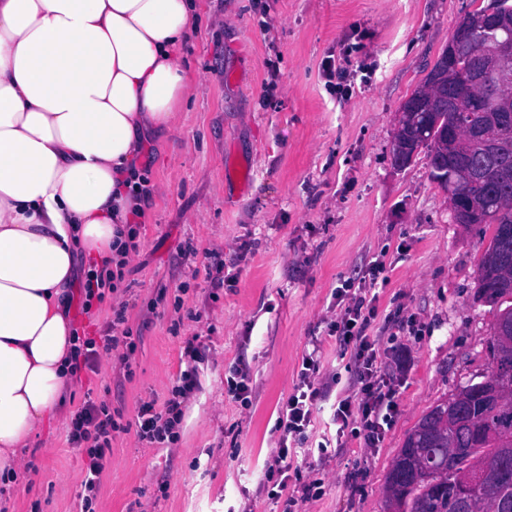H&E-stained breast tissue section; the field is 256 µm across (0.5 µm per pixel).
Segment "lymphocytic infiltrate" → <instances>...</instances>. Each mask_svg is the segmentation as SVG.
I'll return each mask as SVG.
<instances>
[{
	"label": "lymphocytic infiltrate",
	"mask_w": 512,
	"mask_h": 512,
	"mask_svg": "<svg viewBox=\"0 0 512 512\" xmlns=\"http://www.w3.org/2000/svg\"><path fill=\"white\" fill-rule=\"evenodd\" d=\"M125 262H118L115 269H103L88 274L81 288V309L90 313L94 301L104 300L106 293H113L112 325L108 334L93 339L79 337L76 348L74 372L93 369L101 358L112 359L122 370L132 367L131 356L135 344L127 326L126 301L117 292L125 277ZM383 268L374 263L366 275L347 281L334 294L337 314L328 325V334L334 337L341 353L349 354L357 376L355 393L343 394L333 390L331 382L320 375L321 360L318 352L303 356L297 373V382L291 394L283 402L277 419L279 439L266 463L265 478L274 487L269 490L270 499H287L289 506L322 499L325 481L315 478L304 484L300 495L288 492V458L290 439L305 438L306 431L315 420L319 403H330L333 419L337 424V437L360 435L366 447L374 448L383 440L385 427L398 412V405L381 369L380 346L367 334V327L377 313V297L374 288ZM188 365L180 376L179 385L173 386L163 407L155 403H143L136 415V435L139 440L160 447H167L175 438L176 430L184 418V408L197 385V364L203 358L202 344L198 336H191L183 347ZM122 426L114 418L106 404L86 401L69 419L68 441L73 447L84 450L87 456L86 473L82 485L83 507H90L105 469L104 460L111 448L112 435Z\"/></svg>",
	"instance_id": "f902f5d3"
}]
</instances>
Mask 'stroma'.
<instances>
[{"label":"stroma","instance_id":"35a3bbf8","mask_svg":"<svg viewBox=\"0 0 512 512\" xmlns=\"http://www.w3.org/2000/svg\"><path fill=\"white\" fill-rule=\"evenodd\" d=\"M471 0H199L189 73L195 96L139 167L153 191L127 267L132 373L109 359L82 370L69 402L24 454L32 467L7 512H79L84 456L67 423L86 400L121 422L163 405L187 338L206 355L172 450L112 439L91 512H283L265 461L303 355L322 340V371L354 383L326 322L331 294L385 264L378 315L399 406L379 447L348 438L328 464L297 454L301 481L325 479L306 512H383L385 477L407 433L440 401L490 371L495 314L476 302L487 245L454 223L426 153L391 160L399 109L422 86ZM337 75H322L327 61ZM229 266L234 280L221 281ZM421 329L403 331L407 321ZM251 366V404L226 379Z\"/></svg>","mask_w":512,"mask_h":512}]
</instances>
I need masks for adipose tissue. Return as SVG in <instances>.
I'll list each match as a JSON object with an SVG mask.
<instances>
[{
	"label": "adipose tissue",
	"instance_id": "ef3b65f1",
	"mask_svg": "<svg viewBox=\"0 0 512 512\" xmlns=\"http://www.w3.org/2000/svg\"><path fill=\"white\" fill-rule=\"evenodd\" d=\"M194 0H0V485L75 378L76 263L123 256L127 179L193 90Z\"/></svg>",
	"mask_w": 512,
	"mask_h": 512
}]
</instances>
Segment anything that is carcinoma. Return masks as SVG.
I'll return each mask as SVG.
<instances>
[{
	"mask_svg": "<svg viewBox=\"0 0 512 512\" xmlns=\"http://www.w3.org/2000/svg\"><path fill=\"white\" fill-rule=\"evenodd\" d=\"M473 53L460 61L468 68L488 46L471 34ZM478 90L461 84L454 103L439 97L436 112L419 117L420 146L428 149L430 177L452 203L464 196L482 210L483 232L490 233L476 271L477 300L495 311L496 323L512 324V111L496 130L481 112L466 111ZM453 123L463 130L460 154L472 149L473 133L499 135L500 151L483 157L484 177L470 181L446 168L440 130ZM490 372L459 392L461 415L448 420V402L433 406L407 434L385 481L386 512H512V345L489 346ZM473 450L482 476L469 484L448 465V455Z\"/></svg>",
	"mask_w": 512,
	"mask_h": 512,
	"instance_id": "1",
	"label": "carcinoma"
}]
</instances>
